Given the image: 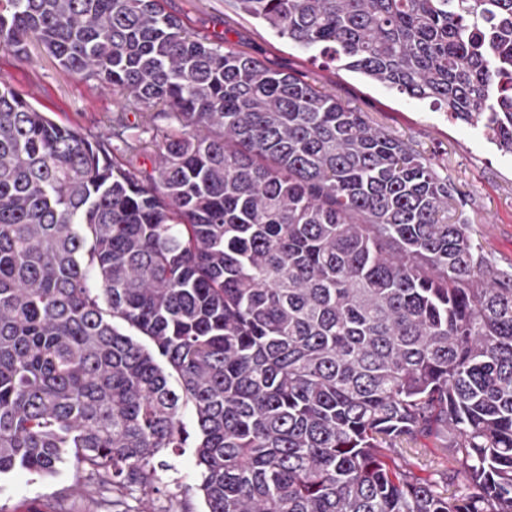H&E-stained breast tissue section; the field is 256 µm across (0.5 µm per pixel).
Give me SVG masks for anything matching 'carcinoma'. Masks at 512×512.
Here are the masks:
<instances>
[{
  "label": "carcinoma",
  "mask_w": 512,
  "mask_h": 512,
  "mask_svg": "<svg viewBox=\"0 0 512 512\" xmlns=\"http://www.w3.org/2000/svg\"><path fill=\"white\" fill-rule=\"evenodd\" d=\"M232 6L512 153V0ZM31 45L124 100L91 138L0 85V476L138 512L190 448L205 512H512V275L432 162L163 0H0Z\"/></svg>",
  "instance_id": "obj_1"
}]
</instances>
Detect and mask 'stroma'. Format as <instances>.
<instances>
[{
	"label": "stroma",
	"mask_w": 512,
	"mask_h": 512,
	"mask_svg": "<svg viewBox=\"0 0 512 512\" xmlns=\"http://www.w3.org/2000/svg\"><path fill=\"white\" fill-rule=\"evenodd\" d=\"M165 7L193 31L223 38L226 45L272 69L299 73L311 84L336 93L430 159L452 188L449 221L470 224L475 243L498 268L512 273V153L488 142L482 128L454 120L430 101L409 98L359 73L326 65L313 52L275 37L225 0H165ZM30 54L32 63L22 65L0 50V84L13 85L57 120L94 135L108 132L119 94L75 80L39 49H31ZM164 459L169 468L162 471L158 489L136 495L140 512H164L178 500L186 501L191 512H203L192 452H169ZM0 512H89L82 474L67 462L47 479L25 472L1 478Z\"/></svg>",
	"instance_id": "obj_1"
}]
</instances>
